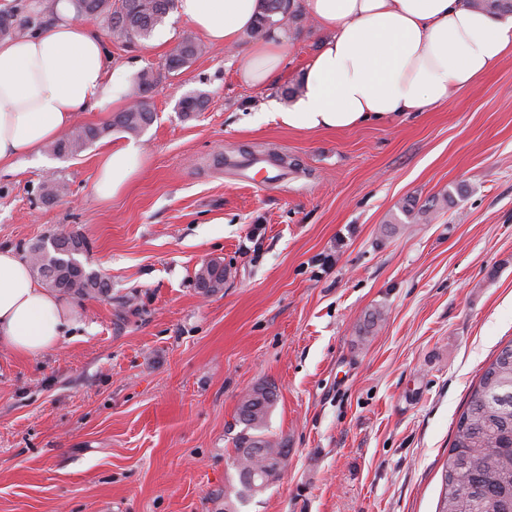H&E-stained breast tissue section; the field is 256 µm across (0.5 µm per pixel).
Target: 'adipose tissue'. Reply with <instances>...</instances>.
Returning a JSON list of instances; mask_svg holds the SVG:
<instances>
[{
  "instance_id": "1",
  "label": "adipose tissue",
  "mask_w": 512,
  "mask_h": 512,
  "mask_svg": "<svg viewBox=\"0 0 512 512\" xmlns=\"http://www.w3.org/2000/svg\"><path fill=\"white\" fill-rule=\"evenodd\" d=\"M326 39L305 66L301 96L268 109L290 128L339 131L443 106L450 87L480 80L512 52V14L491 15L469 0H303ZM208 43L237 46L260 0H176ZM44 31L0 40V171L59 139L94 109L128 105L126 81L94 30L75 20L70 0ZM284 38L271 32L241 56L238 77L262 87L280 71ZM130 141L106 151L95 190L107 201L145 168ZM79 326L75 310L41 288L22 255L0 251V346L37 357Z\"/></svg>"
}]
</instances>
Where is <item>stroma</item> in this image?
Listing matches in <instances>:
<instances>
[{
  "instance_id": "stroma-1",
  "label": "stroma",
  "mask_w": 512,
  "mask_h": 512,
  "mask_svg": "<svg viewBox=\"0 0 512 512\" xmlns=\"http://www.w3.org/2000/svg\"><path fill=\"white\" fill-rule=\"evenodd\" d=\"M55 3L0 10L30 34ZM89 24L128 82L157 77L154 119L0 172V250L75 231L112 286L71 299L83 327L57 349L0 347V512H224L240 399L265 382L291 453L238 512H436L469 393L512 341V54L434 111L300 131L265 107L300 85L324 36L311 19L262 87L237 79L250 37L170 74L191 30L177 12L164 40ZM193 91L208 105L187 118ZM131 139L148 165L100 200V155ZM50 172L70 196L43 198ZM212 259L232 276L205 295Z\"/></svg>"
}]
</instances>
